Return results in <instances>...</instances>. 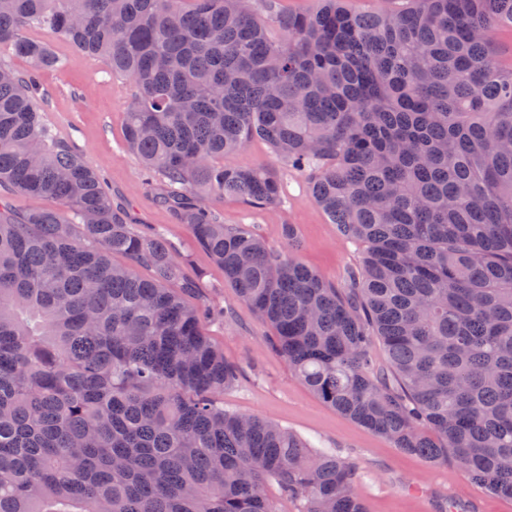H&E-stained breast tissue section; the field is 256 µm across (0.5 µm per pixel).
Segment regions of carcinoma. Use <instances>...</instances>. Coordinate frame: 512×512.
Instances as JSON below:
<instances>
[{"label":"carcinoma","mask_w":512,"mask_h":512,"mask_svg":"<svg viewBox=\"0 0 512 512\" xmlns=\"http://www.w3.org/2000/svg\"><path fill=\"white\" fill-rule=\"evenodd\" d=\"M182 2L0 0V45L29 63L0 62V512H279L269 484L296 512H367L354 465L224 408L239 368L200 331L224 311L185 303L201 275L45 123L37 78L63 60L31 27L132 83L127 145L319 399L512 498V66L491 39L512 0H262L265 18L253 0ZM253 139L366 245L343 283L298 259L293 225L276 251L207 205L281 202L273 172L221 163ZM9 193L68 213L17 214ZM347 7L353 12H381L400 10L406 0H345Z\"/></svg>","instance_id":"carcinoma-1"}]
</instances>
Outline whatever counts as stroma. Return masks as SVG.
<instances>
[{"mask_svg": "<svg viewBox=\"0 0 512 512\" xmlns=\"http://www.w3.org/2000/svg\"><path fill=\"white\" fill-rule=\"evenodd\" d=\"M30 37L53 45L63 68L38 78L46 123L102 177L112 203L127 223L146 232H162L204 274L206 297L225 309L224 319L203 320L201 331L237 365V385L225 390L227 409L252 414L288 428L314 449L329 450L354 464L361 480L357 491L368 512H512V498L488 492L467 479L455 463L430 466L399 452L385 438L339 415L317 398L293 373L270 340L273 328L239 300L224 281V270L199 247L185 225L160 202V186H147L139 158L125 143V115L133 98L131 83L113 78L104 59L84 54L35 28ZM225 165L262 166L280 180V204L255 209L234 198L212 197L208 204L228 224H249L269 247L286 246L282 227L298 231V257L324 278L342 283L349 270L361 267L366 248L343 237L313 199L304 174L296 172L253 140L224 156Z\"/></svg>", "mask_w": 512, "mask_h": 512, "instance_id": "stroma-1", "label": "stroma"}]
</instances>
